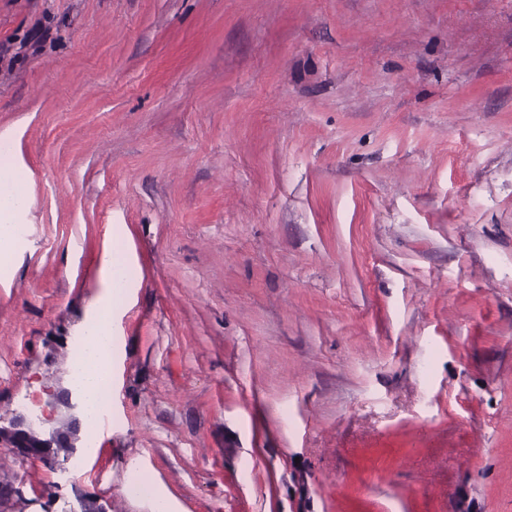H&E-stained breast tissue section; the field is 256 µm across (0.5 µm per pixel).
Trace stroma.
<instances>
[{"label":"stroma","instance_id":"stroma-1","mask_svg":"<svg viewBox=\"0 0 512 512\" xmlns=\"http://www.w3.org/2000/svg\"><path fill=\"white\" fill-rule=\"evenodd\" d=\"M0 512H512V0H0ZM108 280L107 288L95 299L87 321L82 327L77 354L68 365L67 385L72 387L78 403V419L81 425V442L88 445V437L98 433L97 424L102 412V386L107 384L112 373V304L121 288H114V266L112 255L104 265ZM82 345V346H81ZM111 408L109 401L102 412V428L109 424ZM161 485L148 481L145 491L140 493V499L147 503L150 512H177L178 503Z\"/></svg>","mask_w":512,"mask_h":512}]
</instances>
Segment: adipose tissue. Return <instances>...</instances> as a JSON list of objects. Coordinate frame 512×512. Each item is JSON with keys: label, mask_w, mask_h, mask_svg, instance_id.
Wrapping results in <instances>:
<instances>
[{"label": "adipose tissue", "mask_w": 512, "mask_h": 512, "mask_svg": "<svg viewBox=\"0 0 512 512\" xmlns=\"http://www.w3.org/2000/svg\"><path fill=\"white\" fill-rule=\"evenodd\" d=\"M117 294L107 286L92 304L88 321L82 327L80 347L68 365L66 382L78 403V419L83 436L97 431L102 412V386L112 373V304Z\"/></svg>", "instance_id": "obj_1"}]
</instances>
